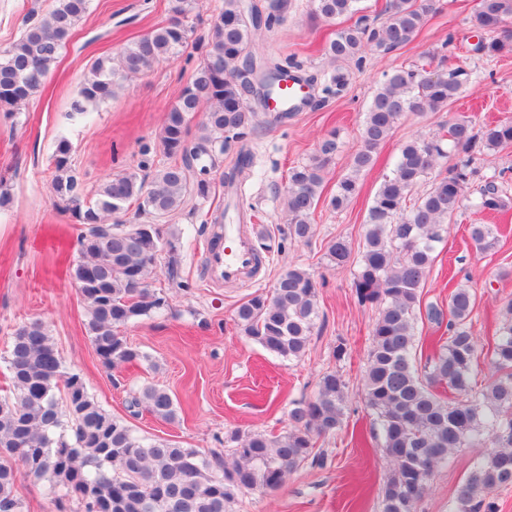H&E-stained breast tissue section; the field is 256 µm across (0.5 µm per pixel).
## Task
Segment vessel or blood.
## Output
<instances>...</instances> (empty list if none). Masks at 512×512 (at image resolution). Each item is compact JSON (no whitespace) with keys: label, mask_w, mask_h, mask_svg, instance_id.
<instances>
[{"label":"vessel or blood","mask_w":512,"mask_h":512,"mask_svg":"<svg viewBox=\"0 0 512 512\" xmlns=\"http://www.w3.org/2000/svg\"><path fill=\"white\" fill-rule=\"evenodd\" d=\"M307 94L308 88L304 83L285 80L279 93L271 98L268 109L272 112L285 110ZM263 258V253L243 232L241 225L221 224L206 254L207 274L213 279L247 286L257 279Z\"/></svg>","instance_id":"vessel-or-blood-1"}]
</instances>
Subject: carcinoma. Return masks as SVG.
<instances>
[{"label": "carcinoma", "instance_id": "obj_1", "mask_svg": "<svg viewBox=\"0 0 512 512\" xmlns=\"http://www.w3.org/2000/svg\"><path fill=\"white\" fill-rule=\"evenodd\" d=\"M360 0H310L315 18L333 21L357 16L336 30L326 45L333 61L357 59L370 46L390 54L410 43L439 0H386L385 20L376 26L360 14ZM196 0H170L171 18L123 47L115 57L95 59L72 103V113L115 93L120 81L175 57L188 46L185 18ZM89 0H55L46 16L27 24L21 37L0 50V110L22 109L46 83ZM287 0L253 3L224 0L211 22L202 59L190 81L166 113L160 144L167 163L151 181L136 172L114 175L86 199L77 191L69 166L71 146L59 141L52 155L53 196L65 203L80 225L78 257L69 276L86 303L87 327L102 363L112 369L147 358L128 344L120 329L166 306L150 288L149 278L160 257L169 276L177 273L180 233L163 238L159 221L180 211L194 198L207 202L209 175L236 144L234 162L223 173L224 186L238 188L253 172L248 133L265 123H280L292 112H267V102L292 63L257 60L246 53L251 42L272 33L286 19ZM472 27L493 37L475 51L488 58L512 54V0H477ZM470 81V72L441 65L434 73L400 67L385 75L365 114L360 146L352 170L336 183L330 205L341 208L359 192L358 177L376 160L406 112H440ZM349 73L335 67L323 78L322 100L341 96ZM258 91V106L247 94ZM202 113L197 134L190 118ZM512 145V120L476 125L465 117L444 134L418 137L400 148L391 173L383 178L369 209L352 288L358 301L378 310L370 331L371 349L363 375L362 398L375 415L382 451L392 466L381 493V512H415L435 471L458 448L482 440L492 451L480 457L457 487L452 512H494L489 495L512 486V299L502 308L493 342L488 344L494 374L483 385L473 381L481 347L472 331L474 295L467 285L449 294L448 310L430 304L429 322L446 324L447 337L431 343L432 353L417 363V319L421 288L443 241L446 224L463 206V188L476 173L475 155ZM336 133L322 139L317 153L288 172L285 202L288 227L283 239L308 242L311 217L321 198L323 172L335 159ZM454 162L437 172L428 191L407 205L415 188L439 160ZM498 176L485 179L475 207H507ZM136 205L147 225L122 224L116 216ZM478 252L493 245L490 224L469 225ZM326 256L338 268L350 263L346 240L328 242ZM319 282L307 269L290 266L267 293H255L236 310L244 335L267 352L288 361L306 353L319 319ZM12 394L0 397V512H21L14 494L22 477L43 478L49 493L76 497L83 512H234L247 491L274 492L285 477L310 463L323 464L313 453V439L336 432L345 416L347 383L330 370L321 375L313 397L293 400L290 428L283 434L235 433L230 456L200 452L165 439L134 434L106 412L88 393L76 372L66 370L46 323L32 319L16 328L7 351ZM165 422L177 418L171 394L144 386L132 400Z\"/></svg>", "mask_w": 512, "mask_h": 512}]
</instances>
